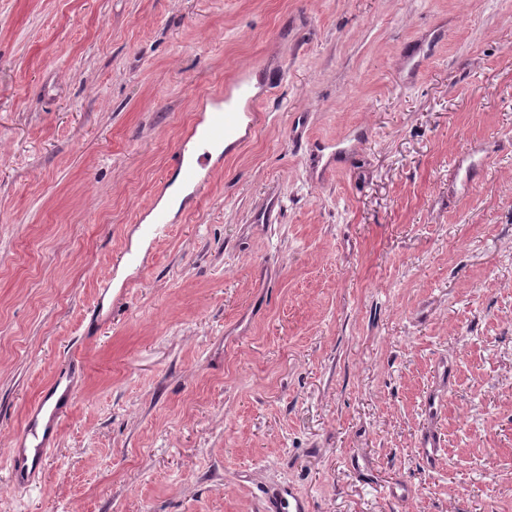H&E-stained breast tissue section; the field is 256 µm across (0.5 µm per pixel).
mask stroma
<instances>
[{
  "label": "stroma",
  "mask_w": 512,
  "mask_h": 512,
  "mask_svg": "<svg viewBox=\"0 0 512 512\" xmlns=\"http://www.w3.org/2000/svg\"><path fill=\"white\" fill-rule=\"evenodd\" d=\"M249 67L243 134L150 235L200 103ZM283 487L512 512V0H0V512H267ZM49 390L50 398L47 401L42 400L33 412L28 414L16 433V448H12L10 456L12 459L10 482L13 486H27L40 478L42 473L38 467L47 455L53 434L61 424L64 410L73 399V385L65 372H58L54 376ZM59 390H62L61 395L56 402H53L52 398ZM42 414L48 415V423L43 433L39 430V416ZM28 450L33 451L31 466L27 463Z\"/></svg>",
  "instance_id": "stroma-1"
}]
</instances>
